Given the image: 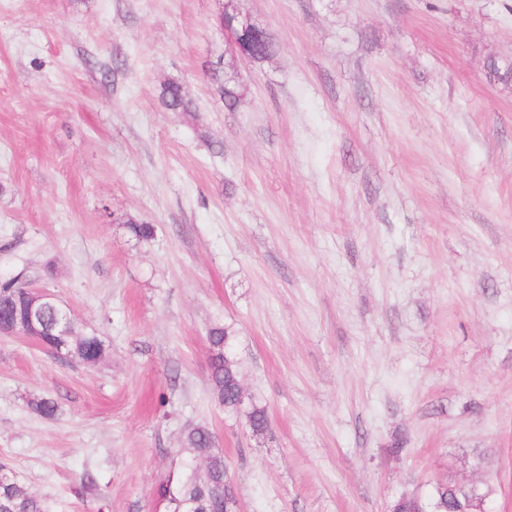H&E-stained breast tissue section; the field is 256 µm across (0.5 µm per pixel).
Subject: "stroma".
Returning <instances> with one entry per match:
<instances>
[{
	"label": "stroma",
	"mask_w": 512,
	"mask_h": 512,
	"mask_svg": "<svg viewBox=\"0 0 512 512\" xmlns=\"http://www.w3.org/2000/svg\"><path fill=\"white\" fill-rule=\"evenodd\" d=\"M223 7L0 0V279L105 345L63 365L0 335V461L52 512H163L202 424L243 512H387L451 480L512 512V80L487 72L512 0H239L261 63ZM170 79L193 111L161 105ZM217 325L262 434L212 397ZM224 34L228 37V39L231 41L232 45L234 46V49H235V52L237 54H239L241 57H243L244 59H247L249 61H263L268 57V54H273L275 52V42L270 35H266L264 37H262V39H257V40H254V41H251V42H246L244 43L248 48L249 50L251 51L252 55H253V59H252V56L250 55V53L248 51H246L244 48H242L241 46H239L235 40V38L233 37H230V35L228 34V31H224ZM210 75L211 80L216 84L217 88H219L220 95L224 98L225 104L229 108L236 106L241 96L239 88L235 85L229 86L227 82L224 83V78L235 81V77L226 76V74L218 68H212Z\"/></svg>",
	"instance_id": "35a3bbf8"
}]
</instances>
